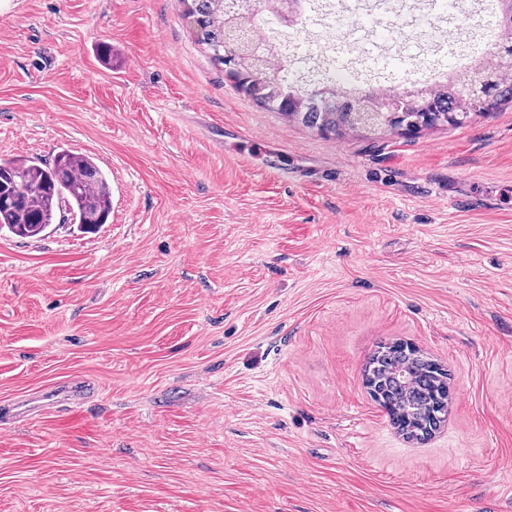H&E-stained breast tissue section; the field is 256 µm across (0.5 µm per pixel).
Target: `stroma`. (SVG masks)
<instances>
[{"instance_id":"stroma-1","label":"stroma","mask_w":512,"mask_h":512,"mask_svg":"<svg viewBox=\"0 0 512 512\" xmlns=\"http://www.w3.org/2000/svg\"><path fill=\"white\" fill-rule=\"evenodd\" d=\"M490 5L315 0L282 74L401 91ZM185 10L0 0V162L65 148L112 188L91 231H0V512H512V103L324 137ZM397 340L451 377L422 443L364 385Z\"/></svg>"}]
</instances>
